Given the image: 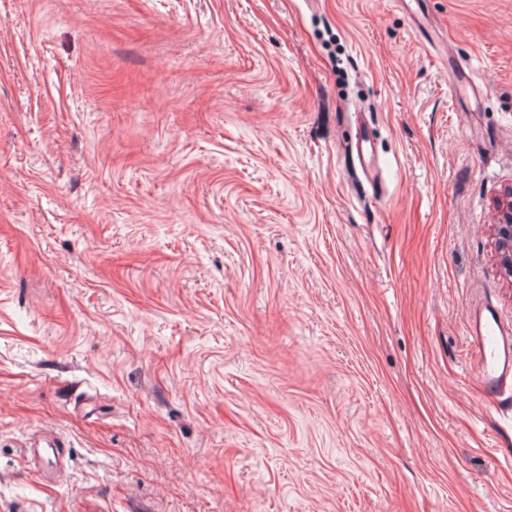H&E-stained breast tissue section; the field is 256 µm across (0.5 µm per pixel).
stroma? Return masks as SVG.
Wrapping results in <instances>:
<instances>
[{"label": "stroma", "instance_id": "stroma-1", "mask_svg": "<svg viewBox=\"0 0 512 512\" xmlns=\"http://www.w3.org/2000/svg\"><path fill=\"white\" fill-rule=\"evenodd\" d=\"M510 187L512 0H0V512H512ZM352 150L355 149L360 168L370 184L373 193H375V179L379 174L378 157L373 148V142L366 129H360L356 141L351 145ZM494 224L497 261L501 271L512 281V188L497 203ZM467 322L483 389L498 403L512 390V327L499 321L493 306L486 302L469 311Z\"/></svg>", "mask_w": 512, "mask_h": 512}]
</instances>
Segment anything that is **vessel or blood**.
<instances>
[{
  "instance_id": "1",
  "label": "vessel or blood",
  "mask_w": 512,
  "mask_h": 512,
  "mask_svg": "<svg viewBox=\"0 0 512 512\" xmlns=\"http://www.w3.org/2000/svg\"><path fill=\"white\" fill-rule=\"evenodd\" d=\"M354 149L366 180L375 181L379 163L367 130H360ZM467 322L483 389L493 402H500L512 390V327L499 321L493 306L485 302L470 310Z\"/></svg>"
}]
</instances>
